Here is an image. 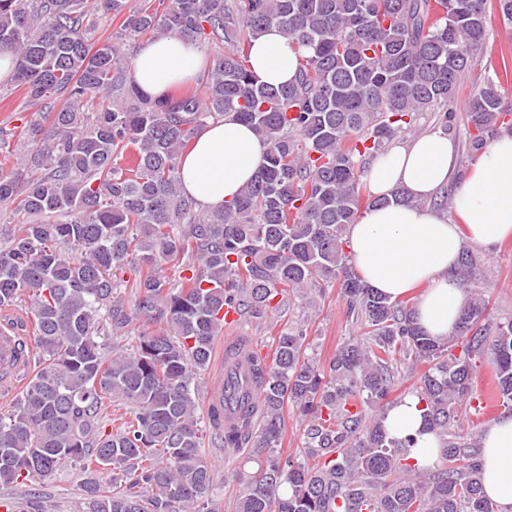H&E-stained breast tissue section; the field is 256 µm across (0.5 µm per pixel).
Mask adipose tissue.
Segmentation results:
<instances>
[{"label": "adipose tissue", "instance_id": "1", "mask_svg": "<svg viewBox=\"0 0 512 512\" xmlns=\"http://www.w3.org/2000/svg\"><path fill=\"white\" fill-rule=\"evenodd\" d=\"M250 70L257 82L282 85L296 78L298 55L278 27L253 39ZM204 63L195 42L167 36L141 43L131 74L151 97L193 80ZM266 147L246 124L227 119L202 129L181 160L185 195L208 211L222 209L257 171ZM457 146L443 129L395 146L370 167V192L385 205L365 211L348 225L350 263L374 291L390 300L414 297L416 322L443 340L453 331L467 295L455 274L465 242L493 248L512 237V132L501 133L469 164L455 197L456 219L425 199L448 183L456 170ZM405 199H393L395 189ZM389 437L411 440L409 461L430 465L441 444L424 424L423 404L410 393L382 420ZM481 479L499 512H512V414L489 424L481 441Z\"/></svg>", "mask_w": 512, "mask_h": 512}]
</instances>
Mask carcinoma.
I'll return each mask as SVG.
<instances>
[{
	"label": "carcinoma",
	"mask_w": 512,
	"mask_h": 512,
	"mask_svg": "<svg viewBox=\"0 0 512 512\" xmlns=\"http://www.w3.org/2000/svg\"><path fill=\"white\" fill-rule=\"evenodd\" d=\"M122 33L97 32L126 0H0V48L12 80L39 108L27 142L0 127V207L22 218L0 231V308L33 317L40 369L0 413V482L48 476L69 461L107 484H85L86 512H219L205 442L252 445L234 512H498L480 481L481 448L463 433L476 362L489 358L497 398L512 411V316L468 300L447 339L429 336L409 301H391L353 271L347 226L378 204L369 161L421 112L446 108L487 47L492 12L512 0H162ZM300 52L297 79L257 84L251 41L270 26ZM176 34L223 44L196 77L201 96L151 99L121 46ZM499 82L484 78L464 113L468 152L512 121ZM252 126L267 146L254 180L224 209L180 195L184 150L211 122ZM132 156L122 168L116 159ZM173 274H168V269ZM477 261L462 252L466 288ZM129 278H124V274ZM337 288L359 335L328 367L307 355V329L274 338L268 361L243 340L260 388L257 409L196 414L201 376L224 331V307L267 319L289 294ZM156 326L132 335L138 322ZM426 370L416 393L441 441L418 471L411 441L387 435L400 368ZM125 414L109 421L107 406ZM290 407L304 460L277 453Z\"/></svg>",
	"instance_id": "cac0c4a2"
}]
</instances>
